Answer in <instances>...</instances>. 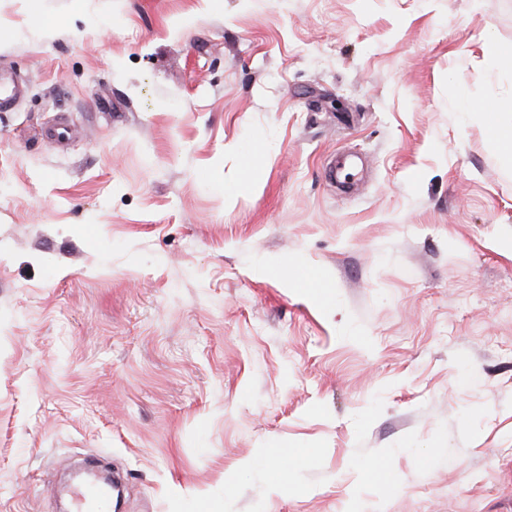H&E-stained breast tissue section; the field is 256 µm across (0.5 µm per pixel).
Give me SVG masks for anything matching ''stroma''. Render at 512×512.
<instances>
[{
    "mask_svg": "<svg viewBox=\"0 0 512 512\" xmlns=\"http://www.w3.org/2000/svg\"><path fill=\"white\" fill-rule=\"evenodd\" d=\"M491 44L512 0H0V512L99 460L121 512H512ZM25 81L15 72L0 71V112L13 109L17 99L24 91Z\"/></svg>",
    "mask_w": 512,
    "mask_h": 512,
    "instance_id": "1",
    "label": "stroma"
}]
</instances>
